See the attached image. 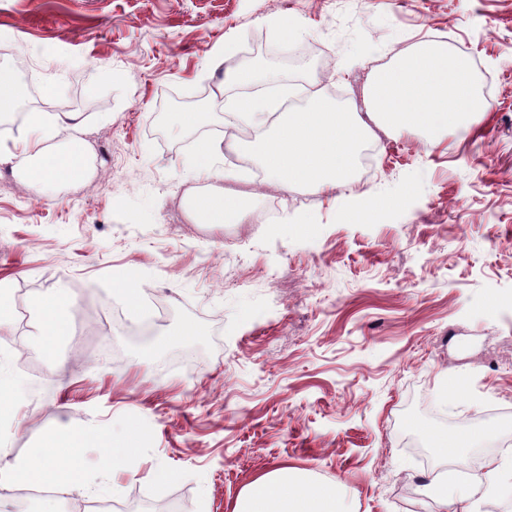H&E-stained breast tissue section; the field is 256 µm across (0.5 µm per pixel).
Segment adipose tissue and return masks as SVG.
<instances>
[{"label": "adipose tissue", "instance_id": "adipose-tissue-1", "mask_svg": "<svg viewBox=\"0 0 512 512\" xmlns=\"http://www.w3.org/2000/svg\"><path fill=\"white\" fill-rule=\"evenodd\" d=\"M217 150L216 144L206 140L195 148L192 165L208 185L205 193L193 197L188 215L199 224H238L246 213L244 197L224 189V174L215 166ZM0 163L15 164L37 189L52 182L81 180L87 174L85 153L44 145L38 137L32 138L22 153L1 150ZM31 305L39 314L36 329L43 345L54 347L68 336V313L74 300L65 290L39 294ZM92 441L112 449V467L117 470L137 454L140 434L131 424L118 439L113 438L111 431L95 426L78 431L50 428L34 457L0 463V476L21 486H47L57 494H69L81 482L73 461ZM506 477V466L490 461L469 472L465 483H457L448 476L432 477L427 487L440 512H477L480 499L497 491ZM234 512H344V505L335 484L298 476L290 468L278 467L246 486Z\"/></svg>", "mask_w": 512, "mask_h": 512}]
</instances>
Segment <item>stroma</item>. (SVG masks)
Here are the masks:
<instances>
[{"label":"stroma","mask_w":512,"mask_h":512,"mask_svg":"<svg viewBox=\"0 0 512 512\" xmlns=\"http://www.w3.org/2000/svg\"><path fill=\"white\" fill-rule=\"evenodd\" d=\"M228 42L298 48L287 82L350 108L362 59L438 43L485 73L487 109L433 144L385 135L369 180L295 196L239 162L270 126L225 120L244 97L215 65ZM0 64L25 114L0 145L20 151L43 102L81 121L51 145L99 146L83 181L0 178L8 306L54 288L76 300L54 352L32 326L0 331V454L36 452L52 426L131 420L141 435L119 472L83 449L84 484L57 512H233L281 466L339 483L350 512H437L421 484L438 469L432 438L463 427L484 434L470 466L512 464V0H0ZM201 95L242 224L187 220L198 135L149 121ZM125 274L166 324L131 315L112 288Z\"/></svg>","instance_id":"obj_1"}]
</instances>
